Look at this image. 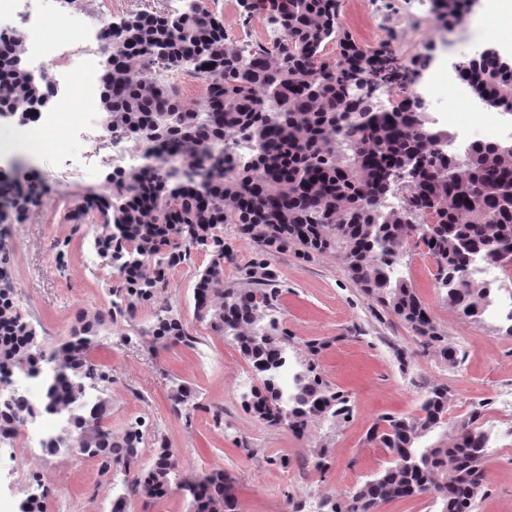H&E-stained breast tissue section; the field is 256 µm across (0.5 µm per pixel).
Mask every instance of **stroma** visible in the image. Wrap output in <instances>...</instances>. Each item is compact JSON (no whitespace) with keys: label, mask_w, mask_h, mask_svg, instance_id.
Returning a JSON list of instances; mask_svg holds the SVG:
<instances>
[{"label":"stroma","mask_w":512,"mask_h":512,"mask_svg":"<svg viewBox=\"0 0 512 512\" xmlns=\"http://www.w3.org/2000/svg\"><path fill=\"white\" fill-rule=\"evenodd\" d=\"M343 27L364 46H388L394 57L405 49L423 57L418 87L429 81V66L454 64L486 47L512 53V31L501 28L474 0L463 28L444 24L430 0H338ZM420 29L411 36L410 26ZM84 119H63L59 131L68 140L64 152L45 143L29 157L26 147L0 149V177L6 182L39 183L38 207L19 223L0 224V259L11 270L8 288L25 309V318L43 344L65 336L76 311H92L123 295H109L110 270L94 248L95 231L84 216L85 200L106 192L107 177L118 160L96 111ZM224 241L235 255L224 267V285L244 288L246 266L264 259L274 273L277 298L269 311L289 336L288 357L294 369L315 364L332 391L342 394L349 418L309 422L304 433L288 426L270 427L246 408L252 387L258 386L248 361L228 336L214 333L195 316V272L206 265L203 251L173 268L157 301L169 304L195 336L193 347L156 350L138 340L135 327L151 315L142 306L136 323L120 322L99 337L92 352L110 374L106 395L112 402L113 434L138 425L146 438L164 436L170 447L188 449L180 458V475L224 470L237 480L238 512H305L309 501L341 499L388 466V451L369 443L372 425L385 415L416 414L422 399L436 387L450 397L449 420L459 417V400L482 409L484 418L498 416L496 389L512 384V336L501 333L500 322L480 316L465 318L443 298L437 268L423 249L409 248L400 259V276L409 280L429 307L439 332L456 345L458 363L448 364L397 317L369 300L349 278L336 253L306 261L293 250L259 255L256 245L224 227ZM320 344L310 354V344ZM190 384L199 407L191 414L172 409L171 392ZM221 421H214V410ZM326 450L328 467L317 471L315 455ZM65 470V483L47 479V472ZM486 494L474 512H512V458L487 454ZM25 476L0 467V512H18L21 501L42 492L47 504L64 500L66 512H112V501L132 481L123 464L102 477L95 460H70L68 455L36 451Z\"/></svg>","instance_id":"stroma-1"}]
</instances>
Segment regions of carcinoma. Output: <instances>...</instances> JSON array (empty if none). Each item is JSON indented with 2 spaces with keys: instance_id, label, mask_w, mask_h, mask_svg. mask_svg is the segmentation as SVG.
Instances as JSON below:
<instances>
[{
  "instance_id": "cac0c4a2",
  "label": "carcinoma",
  "mask_w": 512,
  "mask_h": 512,
  "mask_svg": "<svg viewBox=\"0 0 512 512\" xmlns=\"http://www.w3.org/2000/svg\"><path fill=\"white\" fill-rule=\"evenodd\" d=\"M269 5L271 22L284 38L269 48L228 39L224 18L202 0H186L180 11H138L112 28V49L102 60L99 109L105 128L120 133L151 160L110 178L112 190L94 196L100 233L98 255L119 279L125 306L112 302L81 310L66 336L43 345L36 330L11 304L0 306V372L25 377L33 358L58 361L62 372L48 383L46 400L26 402L16 393L0 405V416L24 423L38 413L67 417L60 432L42 439L52 454L62 438L72 452L93 458L107 475L112 462L136 468L130 491L144 502L164 496L176 461L162 436L154 437L149 466L141 465L144 437L136 426L112 435V402L89 390L107 389L110 375L91 356L99 336L117 317H134L151 302L171 269L194 250L210 255L197 273L195 314L217 334L233 337L260 378L247 410L270 426L288 424L301 433L313 419L348 413L344 396L328 390L312 368L293 373L290 388L280 381L288 365L290 336L274 319L264 322L276 291L263 262L243 269L250 290L224 287V264L233 250L224 244V225L268 253L292 249L303 259L336 253L350 279L368 299L403 321L414 335L437 347L450 366L458 350L441 336L412 284L395 275L411 243L424 246L438 271L448 307L475 319L495 288L470 277L476 261L512 267V152L499 143H473L462 154L439 151L448 131L423 120L418 100L406 98L389 110L373 95L357 94L354 82L403 86L409 81L395 59L364 48L341 25L338 0H254L242 11L249 21ZM438 13L460 18L463 0H436ZM336 45L339 60L326 56ZM23 37L0 45V115L42 106V85L23 64ZM186 66L203 85L191 104L179 87L147 71ZM460 77L494 110H512V69L495 55L477 64L460 63ZM251 144L248 164L227 154L224 142ZM404 192L402 205L385 204L386 187ZM39 193L19 184L0 207L10 224L38 203ZM138 336L153 348L190 347L194 337L166 305L153 306ZM174 405L197 409L195 394L181 384ZM448 390L435 388L415 415L384 416L369 441L388 450L392 462L329 512H375L383 503L428 497L440 512H473L485 488L468 474L482 465L487 435L482 410L450 426ZM187 512H236L234 478L222 469L184 477Z\"/></svg>"
}]
</instances>
